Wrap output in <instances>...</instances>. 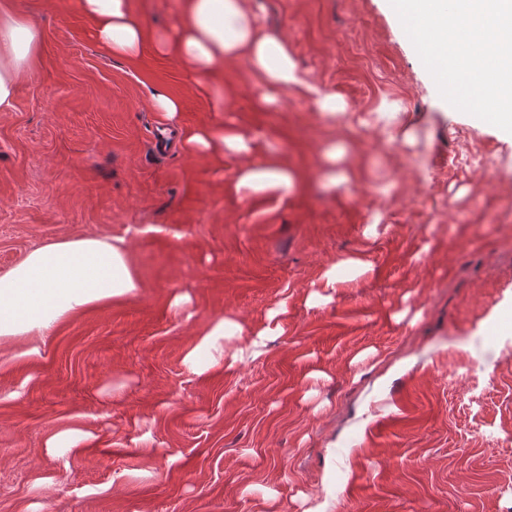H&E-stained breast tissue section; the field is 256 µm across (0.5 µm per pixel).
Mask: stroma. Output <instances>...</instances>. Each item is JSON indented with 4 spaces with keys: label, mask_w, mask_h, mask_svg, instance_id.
Masks as SVG:
<instances>
[{
    "label": "stroma",
    "mask_w": 512,
    "mask_h": 512,
    "mask_svg": "<svg viewBox=\"0 0 512 512\" xmlns=\"http://www.w3.org/2000/svg\"><path fill=\"white\" fill-rule=\"evenodd\" d=\"M132 2L158 39L182 0ZM12 3L43 43L0 112V274L119 238L140 286L0 338V512H512V139L440 97L388 0H248L343 115L265 104L243 59L210 75L216 111L174 59L99 49L76 0ZM154 83L252 153L185 152ZM266 159L288 198L236 191ZM356 252L369 271L309 305ZM282 300L259 357L187 367L214 320L242 327L229 357Z\"/></svg>",
    "instance_id": "stroma-1"
}]
</instances>
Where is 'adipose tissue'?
Returning a JSON list of instances; mask_svg holds the SVG:
<instances>
[{"mask_svg": "<svg viewBox=\"0 0 512 512\" xmlns=\"http://www.w3.org/2000/svg\"><path fill=\"white\" fill-rule=\"evenodd\" d=\"M94 42L105 52L127 60L144 49L176 58L182 74L201 97L211 95L206 81L227 60L247 58L268 90H293L307 95L324 112L341 114L347 105L324 94L303 73L287 45L263 31L245 0H186L172 37L147 41L132 0H79ZM42 34L0 0V112L14 105L17 82L39 52ZM163 127H174L185 151L214 156L232 150L247 153L251 140L232 130L175 126L180 98L164 85L151 88ZM237 189L284 197L296 184L287 166L253 163L237 170ZM139 286L135 269L119 244L95 237L42 245L18 266L0 276V337L44 336L69 315L106 300L124 296ZM238 324L219 319L199 337L185 362L197 374L215 367L218 341Z\"/></svg>", "mask_w": 512, "mask_h": 512, "instance_id": "adipose-tissue-1", "label": "adipose tissue"}]
</instances>
